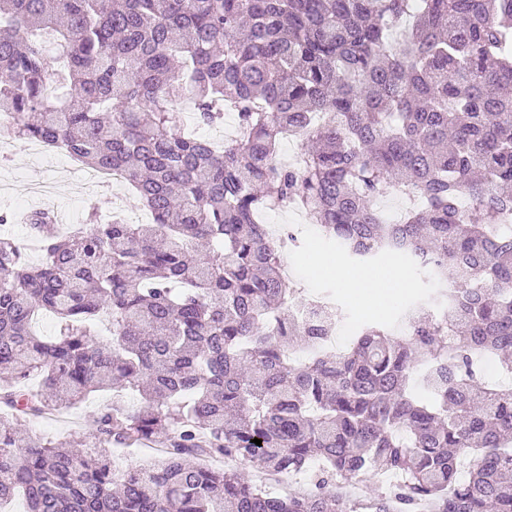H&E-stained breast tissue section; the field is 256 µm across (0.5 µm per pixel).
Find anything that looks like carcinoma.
Listing matches in <instances>:
<instances>
[{
	"instance_id": "1",
	"label": "carcinoma",
	"mask_w": 512,
	"mask_h": 512,
	"mask_svg": "<svg viewBox=\"0 0 512 512\" xmlns=\"http://www.w3.org/2000/svg\"><path fill=\"white\" fill-rule=\"evenodd\" d=\"M0 74L14 137L120 174L153 215L63 230L33 210L37 265L0 236V503L512 512V388L478 368L512 374V234L495 232L512 224V0H0ZM186 99L203 125L234 108L243 136L183 134ZM287 134L302 168L278 161ZM390 189L409 200L392 223ZM296 203L357 262L400 251L431 270L444 316L418 304L399 337L367 325L315 352L336 308L298 297L257 220ZM102 391L81 452L21 434ZM149 445L162 454L114 467L113 449ZM251 467L311 470L312 488L273 494ZM368 468L401 481L338 494Z\"/></svg>"
}]
</instances>
